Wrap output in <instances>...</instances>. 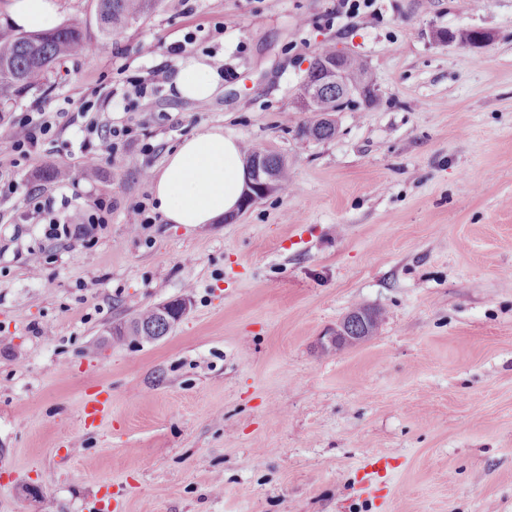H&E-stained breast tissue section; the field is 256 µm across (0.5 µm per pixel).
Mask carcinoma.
<instances>
[{
    "label": "carcinoma",
    "instance_id": "obj_1",
    "mask_svg": "<svg viewBox=\"0 0 512 512\" xmlns=\"http://www.w3.org/2000/svg\"><path fill=\"white\" fill-rule=\"evenodd\" d=\"M155 2L98 0L96 21L100 33L107 37L122 32L131 21L148 13ZM97 50L98 43L88 39L83 27L78 24L44 32H16L0 27V105L38 84L57 61L74 55H92ZM336 60L351 73L368 71L367 64L361 58L348 53L340 54L332 47L314 57L303 85L314 81L322 84L317 105L313 109L318 116L336 109V83L322 76V63ZM303 130L314 133L317 140H326L336 134L334 122L318 118L305 123ZM258 160L271 177L267 193L288 188V164L282 156L251 148L245 160L247 171H253ZM172 306L174 303L169 301L152 307L131 320L129 325L114 330L112 335L118 341L127 338L142 342L157 341L171 329L168 309Z\"/></svg>",
    "mask_w": 512,
    "mask_h": 512
}]
</instances>
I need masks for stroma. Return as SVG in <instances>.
<instances>
[{
  "mask_svg": "<svg viewBox=\"0 0 512 512\" xmlns=\"http://www.w3.org/2000/svg\"><path fill=\"white\" fill-rule=\"evenodd\" d=\"M336 3L159 0L106 38L98 0H58L102 49L0 110V133L23 112L53 123L0 164L17 184L0 195V512H512V0ZM470 29L488 41L436 37ZM329 44L367 62L380 101L315 140L294 100ZM192 59L216 70L209 101L134 94ZM93 120L133 139L90 173ZM214 126L284 156L289 189L228 222L131 232L167 150ZM64 164L71 182L50 179ZM31 192L69 224L109 199L112 220L89 247L38 218L13 238ZM182 297L166 336L113 341ZM357 306L378 334L322 348ZM96 397L110 405L84 427Z\"/></svg>",
  "mask_w": 512,
  "mask_h": 512,
  "instance_id": "obj_1",
  "label": "stroma"
}]
</instances>
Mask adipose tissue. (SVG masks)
<instances>
[{"label": "adipose tissue", "instance_id": "obj_1", "mask_svg": "<svg viewBox=\"0 0 512 512\" xmlns=\"http://www.w3.org/2000/svg\"><path fill=\"white\" fill-rule=\"evenodd\" d=\"M10 20L30 31L58 25L55 0H13ZM180 96L205 101L218 89V76L205 62L185 63L174 78ZM246 185L240 142L213 127L183 140L167 152L152 180L158 212L171 224H214L236 213Z\"/></svg>", "mask_w": 512, "mask_h": 512}]
</instances>
